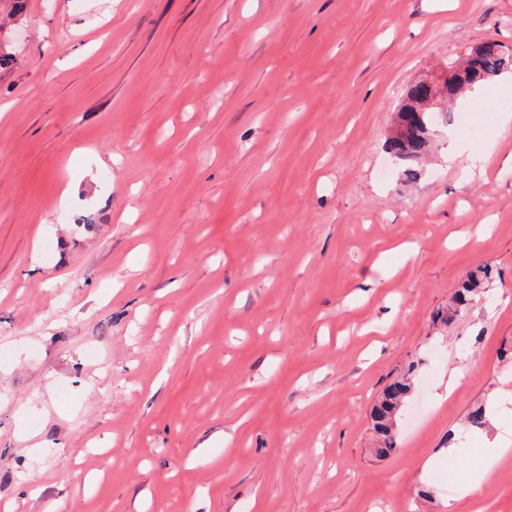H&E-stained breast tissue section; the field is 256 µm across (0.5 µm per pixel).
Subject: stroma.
<instances>
[{"label": "stroma", "instance_id": "stroma-1", "mask_svg": "<svg viewBox=\"0 0 512 512\" xmlns=\"http://www.w3.org/2000/svg\"><path fill=\"white\" fill-rule=\"evenodd\" d=\"M488 40L512 54V0H27L0 32V512H512V456L462 499L444 452L512 441V71L416 179L385 148ZM486 274L471 273L463 279L455 291L451 304L448 305L447 313L442 317V321L448 324L453 316L462 311L471 301L479 297L485 290ZM410 388L409 378H402L383 392L378 403L373 408L372 419L374 429L379 431L382 436V446L376 450V454L380 457L389 455L395 449L396 443L392 436L393 417L395 412L397 414L402 406Z\"/></svg>", "mask_w": 512, "mask_h": 512}]
</instances>
